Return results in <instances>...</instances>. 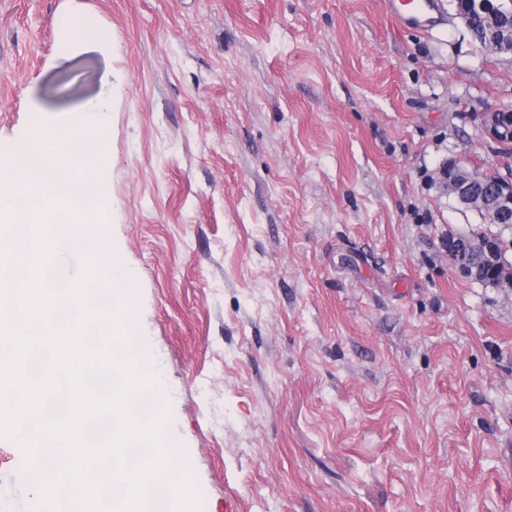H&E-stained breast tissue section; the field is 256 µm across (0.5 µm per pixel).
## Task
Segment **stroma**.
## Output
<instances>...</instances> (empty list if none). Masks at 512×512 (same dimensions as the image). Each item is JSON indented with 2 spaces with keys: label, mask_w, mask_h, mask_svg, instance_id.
<instances>
[{
  "label": "stroma",
  "mask_w": 512,
  "mask_h": 512,
  "mask_svg": "<svg viewBox=\"0 0 512 512\" xmlns=\"http://www.w3.org/2000/svg\"><path fill=\"white\" fill-rule=\"evenodd\" d=\"M102 41L67 49L70 13ZM112 98L104 227L202 512H512V288L431 178L506 173L512 58L384 0H0V153ZM0 448V512L36 495ZM486 134L504 149L512 148V107L493 108L483 115ZM448 242V248L446 246ZM459 236L445 234L441 243L448 252V257L457 270L464 276L473 280H488V284L496 287L512 288V278L507 270L503 271V264L508 262L500 240L494 236L473 238L471 246L460 243ZM472 255L479 260L474 262Z\"/></svg>",
  "instance_id": "35a3bbf8"
}]
</instances>
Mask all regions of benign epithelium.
<instances>
[{
	"label": "benign epithelium",
	"mask_w": 512,
	"mask_h": 512,
	"mask_svg": "<svg viewBox=\"0 0 512 512\" xmlns=\"http://www.w3.org/2000/svg\"><path fill=\"white\" fill-rule=\"evenodd\" d=\"M476 14L484 20L486 48L496 55L512 56V0H462L455 18L468 29ZM483 126L494 142L505 149L512 148V107L493 108L484 113ZM483 181L492 183V190L485 196H478L473 188ZM445 184L448 194L466 207L483 213L490 224L512 216V173L504 176L494 171H473L451 160ZM446 251L462 275L477 281L486 280L496 287L512 288V274L503 269L507 261L498 238L478 237L472 240V245L465 246L458 236L450 234Z\"/></svg>",
	"instance_id": "benign-epithelium-1"
}]
</instances>
